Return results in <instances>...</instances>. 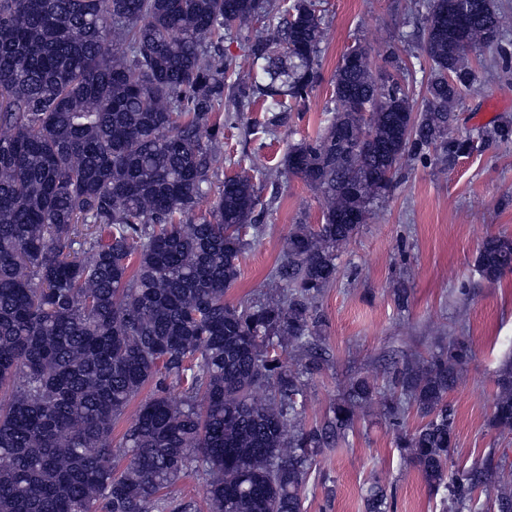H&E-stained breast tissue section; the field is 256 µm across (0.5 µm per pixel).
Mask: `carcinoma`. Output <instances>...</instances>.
Listing matches in <instances>:
<instances>
[{
	"label": "carcinoma",
	"instance_id": "carcinoma-1",
	"mask_svg": "<svg viewBox=\"0 0 512 512\" xmlns=\"http://www.w3.org/2000/svg\"><path fill=\"white\" fill-rule=\"evenodd\" d=\"M466 3L450 38L431 32L437 17L453 23L448 0H427L420 109L364 46L343 55L327 126L282 160L322 221L288 235L276 291L234 305L244 230L261 232L264 203L236 175L208 211L200 204L224 161V125L267 102L252 125L273 131L320 83L316 0L276 13L270 0H0V512H197L168 494L192 470L208 476L209 512H302L314 456L375 401L443 509L483 512L494 453L453 468L449 394L473 357L463 332L380 382L352 380L331 419L301 425L307 382L326 363L316 303L338 252L408 161L433 150L450 168L467 148L454 126L477 79L469 55L508 60L512 12ZM237 31L249 33L247 71L224 54V33ZM482 140L512 141V120ZM476 266L490 283L511 273L512 236L486 237ZM290 346L305 353L296 369L275 351ZM496 384L492 421L511 432V359ZM364 507L393 512V496L375 482ZM493 508L512 512L511 484Z\"/></svg>",
	"mask_w": 512,
	"mask_h": 512
}]
</instances>
